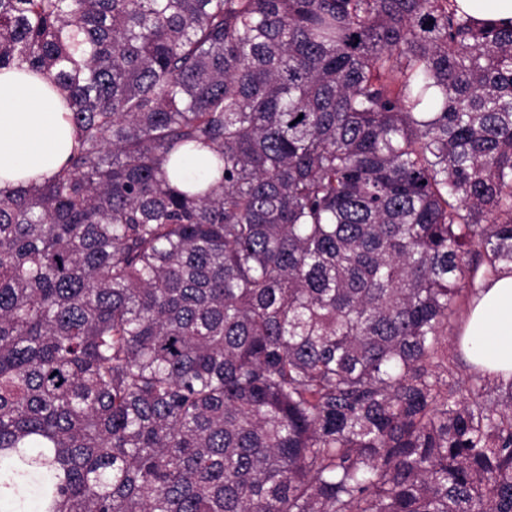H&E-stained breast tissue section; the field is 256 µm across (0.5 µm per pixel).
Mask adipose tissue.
Masks as SVG:
<instances>
[{"mask_svg": "<svg viewBox=\"0 0 512 512\" xmlns=\"http://www.w3.org/2000/svg\"><path fill=\"white\" fill-rule=\"evenodd\" d=\"M70 112L50 78L0 71V189L55 173L74 144ZM461 349L476 368L512 377V269L483 280L468 306Z\"/></svg>", "mask_w": 512, "mask_h": 512, "instance_id": "obj_1", "label": "adipose tissue"}]
</instances>
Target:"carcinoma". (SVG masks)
Returning a JSON list of instances; mask_svg holds the SVG:
<instances>
[{"instance_id":"obj_1","label":"carcinoma","mask_w":512,"mask_h":512,"mask_svg":"<svg viewBox=\"0 0 512 512\" xmlns=\"http://www.w3.org/2000/svg\"><path fill=\"white\" fill-rule=\"evenodd\" d=\"M454 2L0 0L76 130L0 190V508L512 512V379L439 348L512 264V27ZM210 168L205 156H190L182 163V178L186 181H203L209 178Z\"/></svg>"}]
</instances>
